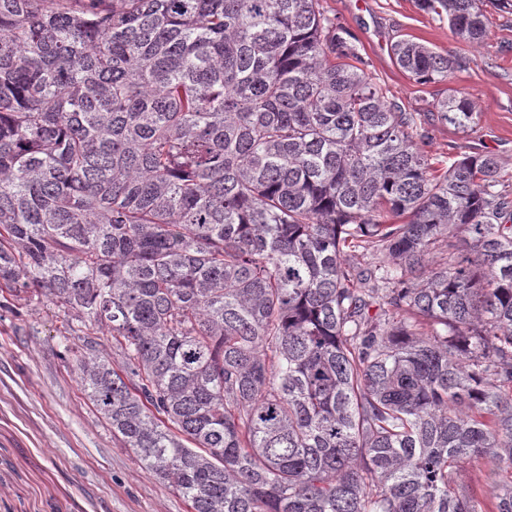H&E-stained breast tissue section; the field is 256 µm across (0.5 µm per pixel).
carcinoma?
Instances as JSON below:
<instances>
[{"label": "carcinoma", "instance_id": "cac0c4a2", "mask_svg": "<svg viewBox=\"0 0 512 512\" xmlns=\"http://www.w3.org/2000/svg\"><path fill=\"white\" fill-rule=\"evenodd\" d=\"M481 3L415 0L469 44ZM344 34L320 0H0V297L105 328L81 390L191 512H512V197L492 155L432 166L468 98L405 111ZM494 462L485 456L473 458L460 468V482L464 485L479 484L483 494L491 498L497 492L496 481L499 480L495 474Z\"/></svg>", "mask_w": 512, "mask_h": 512}]
</instances>
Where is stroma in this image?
I'll use <instances>...</instances> for the list:
<instances>
[{
  "instance_id": "35a3bbf8",
  "label": "stroma",
  "mask_w": 512,
  "mask_h": 512,
  "mask_svg": "<svg viewBox=\"0 0 512 512\" xmlns=\"http://www.w3.org/2000/svg\"><path fill=\"white\" fill-rule=\"evenodd\" d=\"M342 24L367 71L406 111H433L449 90L478 114L475 131L430 128L427 151L447 167L491 154L512 194V14L488 10L489 33L471 45L414 0H321ZM448 55V81L419 84L390 51L398 35ZM68 312L28 291L0 301V512H188L179 493L146 471L80 389L75 369L89 352L111 356L95 327L66 330Z\"/></svg>"
}]
</instances>
